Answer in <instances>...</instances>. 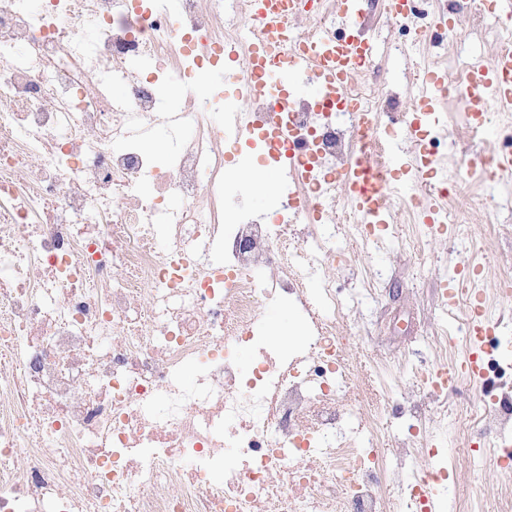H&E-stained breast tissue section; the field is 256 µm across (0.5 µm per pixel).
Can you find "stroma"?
Segmentation results:
<instances>
[{"label":"stroma","instance_id":"1","mask_svg":"<svg viewBox=\"0 0 512 512\" xmlns=\"http://www.w3.org/2000/svg\"><path fill=\"white\" fill-rule=\"evenodd\" d=\"M368 33L376 43L378 56L358 75L356 87L380 97L398 94L408 109L414 105L415 83L424 69H437L455 82L462 77L457 60L478 57L489 62L497 50L494 38L477 37L465 20L460 22L456 37L436 40L432 29H424L416 37L375 12L369 18ZM471 107V102L462 100L446 104L448 134L454 147L439 148L442 165L427 173L424 183L438 184L444 168L455 166L466 152L490 154L503 149L504 138L494 134L500 126L496 112L488 113L484 133L478 136L460 118L461 112ZM400 195H392L391 221L383 226L376 241L348 239L344 229L337 227L335 214L325 216V224L337 228L335 247L343 257L305 274L300 300L264 309L266 336L274 346L304 341L309 323L302 306L307 303L319 307V290L322 284H330L337 299L347 305L344 317L336 324V333L351 339L347 348L355 364L351 387L377 386L394 410L384 431L392 450L390 490H398L411 474L440 467L447 475V487L463 488L480 510L501 488H512V469L501 466L496 452L484 450L481 466L475 471L459 465L463 456L471 454L470 443H459L451 453L438 457L418 448L420 439H436L438 427L430 390L419 373L440 362L432 336L448 321L442 293L470 255L448 233L428 230L415 250L404 249L401 240L410 233L411 221L401 206ZM511 196L512 179L492 189H473L472 199L461 214L463 223L484 238L478 286L493 298L494 319L507 323H512V292H501L500 283L504 274H512V205L507 202ZM224 198L229 207L272 217L281 201L276 170L259 157H251L248 174L230 176ZM373 277L380 280V298L375 303L361 302L363 286Z\"/></svg>","mask_w":512,"mask_h":512}]
</instances>
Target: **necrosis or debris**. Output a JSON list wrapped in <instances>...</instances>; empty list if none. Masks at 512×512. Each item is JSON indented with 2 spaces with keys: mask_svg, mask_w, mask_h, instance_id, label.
I'll return each mask as SVG.
<instances>
[{
  "mask_svg": "<svg viewBox=\"0 0 512 512\" xmlns=\"http://www.w3.org/2000/svg\"><path fill=\"white\" fill-rule=\"evenodd\" d=\"M207 2L0 0V512H382L389 451L343 406V304L323 286L305 356L270 348L261 324L298 294V250L315 268L334 260L318 235L328 204L366 231L336 198L337 169L310 173L266 224L224 201V125L207 102L182 109L190 140L166 165L123 134L168 118L170 83L244 72L256 0H231L228 17ZM276 98L291 105L269 121L251 106L264 160L286 132L401 183L388 139L356 129L395 97ZM463 182L448 171L441 217L474 250ZM447 366L457 384L433 404H456L451 432L488 446L511 431V394L457 398L475 370H497L492 352Z\"/></svg>",
  "mask_w": 512,
  "mask_h": 512,
  "instance_id": "1",
  "label": "necrosis or debris"
}]
</instances>
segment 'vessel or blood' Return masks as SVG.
<instances>
[{
    "label": "vessel or blood",
    "instance_id": "b4317fda",
    "mask_svg": "<svg viewBox=\"0 0 512 512\" xmlns=\"http://www.w3.org/2000/svg\"><path fill=\"white\" fill-rule=\"evenodd\" d=\"M263 3L264 24L248 46L250 76L242 81L246 101L263 99L277 87L299 82L316 85L322 91H340L346 88L359 62H373L376 49L361 35L364 21L357 8L346 5L338 13L339 34L325 35L313 50L290 51L280 64L270 63L269 55L285 40L286 17L281 0H263ZM450 89L458 99L478 103L486 99L498 109L511 111L512 48L496 54L492 63H470L466 78L453 85L438 72H426L419 79L414 110L395 114L393 124L401 126L407 138L419 144L422 130L439 126L438 104ZM436 164L430 151L419 144L417 150L403 158L400 169L405 173L422 174L434 169ZM345 183L347 195L357 210L370 215L373 223H386L389 198L383 183L368 167L356 165Z\"/></svg>",
    "mask_w": 512,
    "mask_h": 512
}]
</instances>
